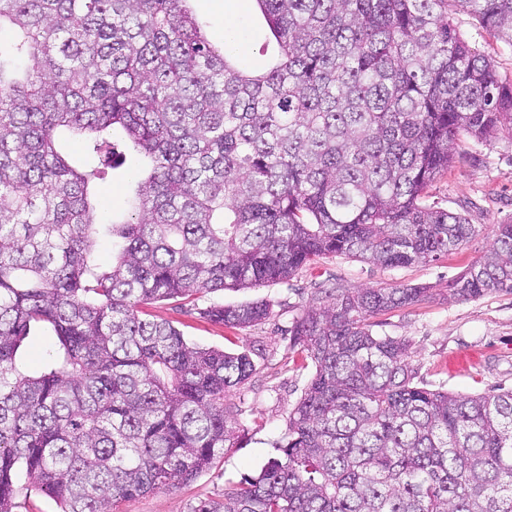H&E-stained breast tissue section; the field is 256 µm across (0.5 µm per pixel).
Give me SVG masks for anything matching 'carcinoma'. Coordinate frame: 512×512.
Segmentation results:
<instances>
[{"label": "carcinoma", "instance_id": "obj_1", "mask_svg": "<svg viewBox=\"0 0 512 512\" xmlns=\"http://www.w3.org/2000/svg\"><path fill=\"white\" fill-rule=\"evenodd\" d=\"M189 2L0 0L15 33L0 48V512L25 489L112 512L234 447L224 395L250 355L191 344L140 306L284 282L329 255L435 262L479 232L427 189L453 141L512 139V82L450 15L512 46V0H255L277 45L263 71ZM116 128L148 160L128 173L126 216L92 194L123 165ZM62 131L98 163L72 167ZM450 291L512 293V221ZM431 298L338 287L305 308L290 348L315 374L283 457L197 512H512V389L430 390L408 342L372 332ZM270 314L263 300L206 311L230 328ZM39 323L59 347L29 375L16 357Z\"/></svg>", "mask_w": 512, "mask_h": 512}]
</instances>
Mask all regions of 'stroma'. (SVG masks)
Returning a JSON list of instances; mask_svg holds the SVG:
<instances>
[{
  "mask_svg": "<svg viewBox=\"0 0 512 512\" xmlns=\"http://www.w3.org/2000/svg\"><path fill=\"white\" fill-rule=\"evenodd\" d=\"M206 31L223 38L227 20H235L248 65L266 61L262 48H275L265 18L249 0H191ZM457 31L481 47L498 74L512 81V47L495 39L469 14L452 15ZM456 158L447 174L430 187L439 206L465 215L481 231L458 253L429 264L380 268L369 261L330 256L304 267L293 278L258 288L227 289L193 301L168 300L144 306L141 317L166 320L185 338L203 347L249 352L255 370L224 404L233 414L235 447L225 449L213 465L189 484H178L130 502L114 512H196L201 503L222 505L226 486L257 476L268 462L280 458L288 415L315 373V365L290 348V331L302 310L327 300L335 285L380 288L406 284L432 286L430 302L373 317L379 336L408 340L418 378L431 389L475 395L494 388H512V293L493 292L477 298H453L449 282L489 246L492 227L512 221V140L464 139L454 145ZM265 300L271 315L253 326L234 329L205 314L214 305ZM58 341L47 325L33 326L17 362L27 373L40 371Z\"/></svg>",
  "mask_w": 512,
  "mask_h": 512,
  "instance_id": "obj_1",
  "label": "stroma"
}]
</instances>
